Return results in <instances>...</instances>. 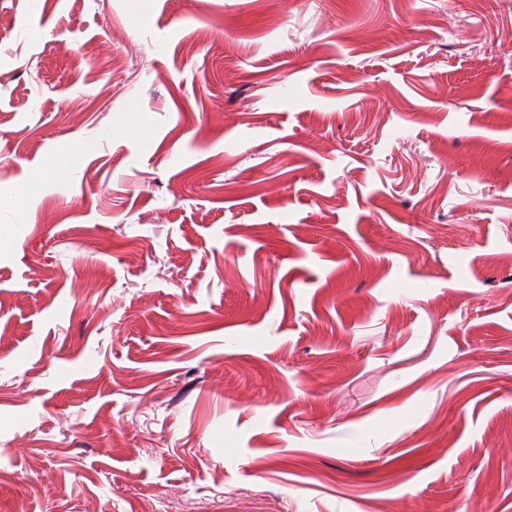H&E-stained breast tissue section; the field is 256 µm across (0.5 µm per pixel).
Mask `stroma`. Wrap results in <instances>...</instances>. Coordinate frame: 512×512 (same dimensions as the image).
Instances as JSON below:
<instances>
[{"instance_id":"obj_1","label":"stroma","mask_w":512,"mask_h":512,"mask_svg":"<svg viewBox=\"0 0 512 512\" xmlns=\"http://www.w3.org/2000/svg\"><path fill=\"white\" fill-rule=\"evenodd\" d=\"M39 4L0 512H512V0Z\"/></svg>"}]
</instances>
